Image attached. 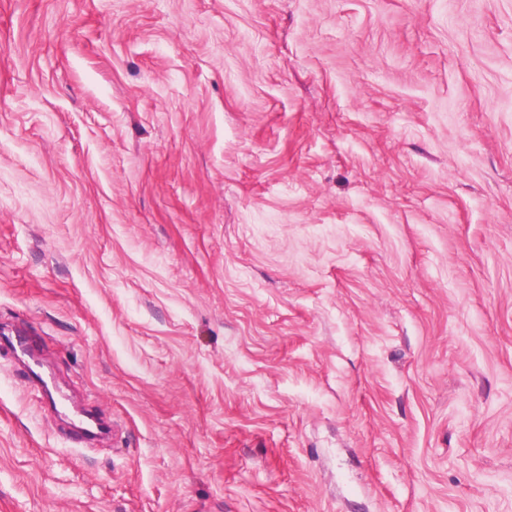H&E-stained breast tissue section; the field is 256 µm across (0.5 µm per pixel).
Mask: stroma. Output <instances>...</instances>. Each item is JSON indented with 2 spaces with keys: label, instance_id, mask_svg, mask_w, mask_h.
Here are the masks:
<instances>
[{
  "label": "stroma",
  "instance_id": "obj_1",
  "mask_svg": "<svg viewBox=\"0 0 512 512\" xmlns=\"http://www.w3.org/2000/svg\"><path fill=\"white\" fill-rule=\"evenodd\" d=\"M0 325V512H512V0H0Z\"/></svg>",
  "mask_w": 512,
  "mask_h": 512
}]
</instances>
